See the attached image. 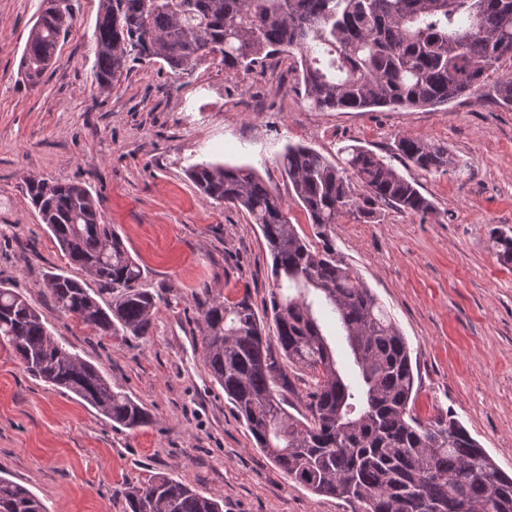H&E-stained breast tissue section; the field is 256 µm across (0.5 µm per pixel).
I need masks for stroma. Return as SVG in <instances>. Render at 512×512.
Returning a JSON list of instances; mask_svg holds the SVG:
<instances>
[{"label":"stroma","mask_w":512,"mask_h":512,"mask_svg":"<svg viewBox=\"0 0 512 512\" xmlns=\"http://www.w3.org/2000/svg\"><path fill=\"white\" fill-rule=\"evenodd\" d=\"M69 4L74 25L33 88L18 64L43 0H0V280L153 423L113 427L31 378L0 344V475L47 512H123L126 484L154 474L222 499L224 512H353L290 480L256 447L203 357L202 302L246 290L264 310L271 257L258 226L202 195L187 171L203 161L251 167L309 238L280 166L295 144L335 163L348 147L369 149L432 202L423 217L385 204L370 219L345 215L332 237L409 343L414 414L455 416L512 475V262L492 243L512 235V106L496 101V78L437 108L320 112L302 97L296 55L283 53L235 75L217 60L181 77L137 63L108 92L93 77L100 0ZM403 136L446 145L447 171L415 169L397 150ZM32 176L83 183L98 199L159 295L150 336H95L56 310L45 273L86 275L68 266L31 206Z\"/></svg>","instance_id":"obj_1"}]
</instances>
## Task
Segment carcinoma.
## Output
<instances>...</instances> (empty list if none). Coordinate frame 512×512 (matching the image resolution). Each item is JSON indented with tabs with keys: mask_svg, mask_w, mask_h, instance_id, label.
<instances>
[{
	"mask_svg": "<svg viewBox=\"0 0 512 512\" xmlns=\"http://www.w3.org/2000/svg\"><path fill=\"white\" fill-rule=\"evenodd\" d=\"M73 20L68 0H45L19 63L31 86L57 63ZM94 38V78L104 91L134 62L159 63L180 77L218 57L231 75L297 50L303 97L316 110L438 107L478 90L512 56V0H101ZM495 95L512 105L511 75L496 82ZM397 149L422 172L448 170L444 145L403 136ZM347 153L340 167L301 145L281 159L319 248L253 169L190 168L204 196L250 216L271 256L274 335L266 334L249 290L233 300L208 298L201 311L206 366L257 447L317 495L343 499L354 512H512V476L454 416H413L408 342L330 236L342 216L369 219L378 202L421 217L432 203L371 151ZM354 179L368 195L355 196ZM26 193L69 265L99 284L94 290L61 269L47 272L55 308L97 336H150L156 296L88 188L32 178ZM494 242L511 261L512 236L500 232ZM323 313L350 349V378L336 368ZM0 343L30 376L72 393L112 425L135 431L153 423L141 402L62 344L36 307L1 281ZM282 359L312 380L307 413L298 417L276 389L286 380ZM124 501V512H224L223 500L168 475L126 487ZM0 512L46 510L29 489L0 476Z\"/></svg>",
	"mask_w": 512,
	"mask_h": 512,
	"instance_id": "carcinoma-1",
	"label": "carcinoma"
}]
</instances>
